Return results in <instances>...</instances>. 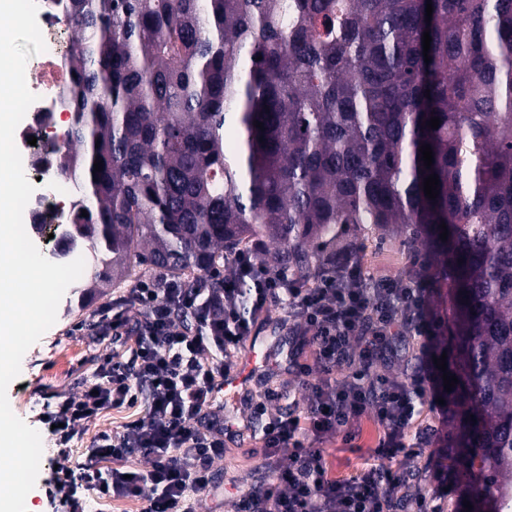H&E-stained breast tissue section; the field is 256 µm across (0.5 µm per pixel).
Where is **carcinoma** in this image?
Segmentation results:
<instances>
[{
	"instance_id": "obj_1",
	"label": "carcinoma",
	"mask_w": 512,
	"mask_h": 512,
	"mask_svg": "<svg viewBox=\"0 0 512 512\" xmlns=\"http://www.w3.org/2000/svg\"><path fill=\"white\" fill-rule=\"evenodd\" d=\"M64 2L71 121L45 150L81 191L79 303L137 273L219 289L253 251L313 283L348 229L398 235L416 278L425 243L456 322L448 457L471 512H512V0Z\"/></svg>"
}]
</instances>
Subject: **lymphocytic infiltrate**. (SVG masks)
<instances>
[{"label": "lymphocytic infiltrate", "mask_w": 512, "mask_h": 512, "mask_svg": "<svg viewBox=\"0 0 512 512\" xmlns=\"http://www.w3.org/2000/svg\"><path fill=\"white\" fill-rule=\"evenodd\" d=\"M214 276L224 282L216 296L173 279L140 281L102 318L103 332L133 336L132 363L104 356L95 391L66 399L46 422L64 446L105 410L141 403L146 414L118 434L99 435L75 467L59 468L56 494L72 512H84V491L140 500L142 512H196L195 497L217 495L212 466L224 456L232 423L215 396L236 370L256 318L279 305L293 335L315 353L310 365L288 355L287 370L320 378L300 414L268 416L280 399L272 388L251 400L254 417L266 419L260 469L267 479L242 493V512H402L413 479L409 462L417 456L406 445L415 404L433 406L446 395L433 361L440 324L425 310L423 288L368 278L351 261L337 262L308 286L248 254L228 259ZM131 311L136 321H129ZM411 330L425 339L423 367L409 377L387 373L399 360L398 340ZM365 416L383 429L381 450L404 452L407 462L338 479L317 443ZM135 457L146 459L148 470L128 472L124 462Z\"/></svg>", "instance_id": "lymphocytic-infiltrate-1"}]
</instances>
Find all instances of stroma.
Masks as SVG:
<instances>
[{
  "mask_svg": "<svg viewBox=\"0 0 512 512\" xmlns=\"http://www.w3.org/2000/svg\"><path fill=\"white\" fill-rule=\"evenodd\" d=\"M353 260L372 276L392 277L403 280L412 264L404 251L401 240L389 236L358 246ZM121 291L97 299L90 307L73 310L68 315H58L50 327L25 353L23 369L7 390L13 413L32 428L39 430L43 453L34 488L26 497L28 512H65L64 507L53 502L48 495L49 483L56 467L75 466L86 449L91 447L95 436L102 431L118 432L123 425L141 416L142 407L115 409L80 430L69 448L59 449L41 416L46 408L56 406L65 399L79 395L87 384L96 382L95 369L100 357L111 354L125 361L131 356L130 344L113 343L111 337L100 335L96 322L100 312L120 299ZM278 310H270L264 319L258 320L257 341L254 347L274 371L265 382L249 381L246 392L258 393L268 386L284 391L283 405L302 408L309 378L299 377L281 369H275L276 361L286 355L295 344L287 330L282 329ZM448 420L428 405H417L416 414L407 430L408 442H415L419 432L429 433L416 463L420 469L418 482L406 489L408 503H415L420 496H436L443 512H461L463 489L456 472L450 471L448 457L443 449L447 445ZM379 430L369 418H362L349 426L347 434L325 436L320 446L324 450L333 474L340 478L354 475L363 467L397 469L400 456H384L378 453ZM263 442L260 433L244 431L242 436L226 441L224 458L214 465L215 480L227 492L226 498H200L198 512H237L236 491L247 489L259 477L258 464L262 457Z\"/></svg>",
  "mask_w": 512,
  "mask_h": 512,
  "instance_id": "stroma-1",
  "label": "stroma"
}]
</instances>
